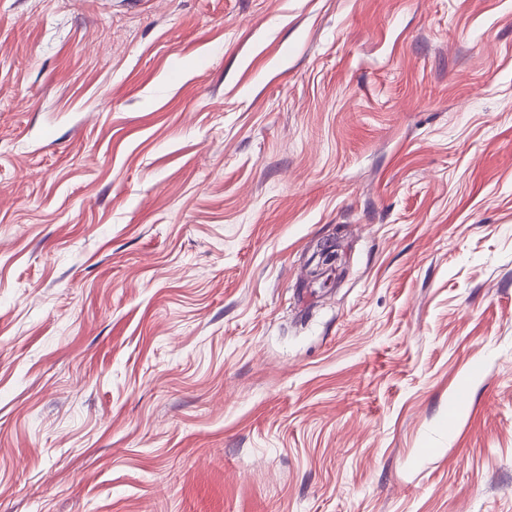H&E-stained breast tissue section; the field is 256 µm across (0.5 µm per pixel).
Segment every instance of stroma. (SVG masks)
Wrapping results in <instances>:
<instances>
[{"instance_id": "obj_1", "label": "stroma", "mask_w": 512, "mask_h": 512, "mask_svg": "<svg viewBox=\"0 0 512 512\" xmlns=\"http://www.w3.org/2000/svg\"><path fill=\"white\" fill-rule=\"evenodd\" d=\"M0 512H512V0H0Z\"/></svg>"}]
</instances>
